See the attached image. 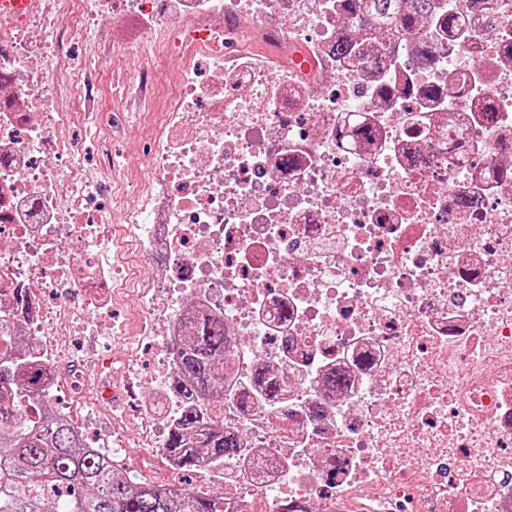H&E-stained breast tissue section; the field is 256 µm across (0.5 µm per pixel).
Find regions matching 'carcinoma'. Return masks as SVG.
Wrapping results in <instances>:
<instances>
[{
  "label": "carcinoma",
  "mask_w": 512,
  "mask_h": 512,
  "mask_svg": "<svg viewBox=\"0 0 512 512\" xmlns=\"http://www.w3.org/2000/svg\"><path fill=\"white\" fill-rule=\"evenodd\" d=\"M441 0H343L364 23L389 21L405 34L426 24L454 36L464 21ZM344 50L357 65L371 63L364 43ZM228 337L224 320L206 314L185 321V336L169 381L181 402L180 417L166 440V453L185 471L225 468L245 448L207 416L204 401L224 384ZM255 398L276 397L279 375L263 366L255 377ZM46 371L20 336L0 344V512H225L224 499L205 492L164 489L140 482L112 466L68 418L46 408Z\"/></svg>",
  "instance_id": "cac0c4a2"
}]
</instances>
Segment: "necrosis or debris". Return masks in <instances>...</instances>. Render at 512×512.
Listing matches in <instances>:
<instances>
[{
    "label": "necrosis or debris",
    "mask_w": 512,
    "mask_h": 512,
    "mask_svg": "<svg viewBox=\"0 0 512 512\" xmlns=\"http://www.w3.org/2000/svg\"><path fill=\"white\" fill-rule=\"evenodd\" d=\"M448 8L464 37L378 33L375 70L337 58L359 31L336 0H32L26 21L0 17V326L20 322L49 392L64 339L159 337L130 395L164 447L193 308L236 338L216 414L246 448L227 512H512V0ZM91 22L135 28L117 59L168 41L131 76L148 151L71 105L93 85L73 50ZM267 364L286 368L277 408L241 407Z\"/></svg>",
    "instance_id": "necrosis-or-debris-1"
}]
</instances>
